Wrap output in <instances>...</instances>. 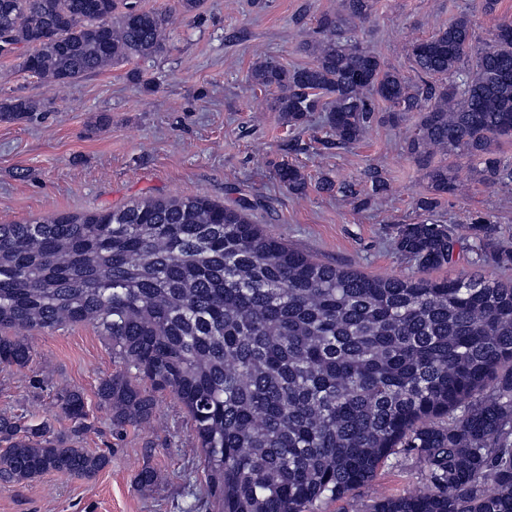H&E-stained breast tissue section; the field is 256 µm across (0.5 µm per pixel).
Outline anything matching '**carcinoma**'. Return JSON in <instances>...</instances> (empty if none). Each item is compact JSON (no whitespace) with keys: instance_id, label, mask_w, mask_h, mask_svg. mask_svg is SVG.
Listing matches in <instances>:
<instances>
[{"instance_id":"1","label":"carcinoma","mask_w":512,"mask_h":512,"mask_svg":"<svg viewBox=\"0 0 512 512\" xmlns=\"http://www.w3.org/2000/svg\"><path fill=\"white\" fill-rule=\"evenodd\" d=\"M371 14L370 0L318 21L309 66L264 59L250 78L275 88L274 110L291 128L324 113L326 145L358 143L378 119L418 112L407 152L424 170L427 218L397 224L392 246L424 269L453 260L457 231L431 219L458 192L437 153L475 161L476 180L512 186V22L474 45L469 17L411 44L421 80L386 68L340 33ZM170 15L138 0H0V59L66 87L114 63L161 52ZM474 57L472 67L465 66ZM388 104L376 115L377 101ZM28 97L0 99V121L32 118ZM301 195L300 168L277 171ZM359 207L387 191L372 175ZM248 202L146 198L119 210L0 224V328L53 331L89 322L112 342L124 370L97 396L112 433L156 420V393L185 408L200 442L207 491L188 512H317L368 483L400 448L422 463L423 481L380 497L367 512H512V285L461 273L439 280L372 278L318 262L252 223ZM478 260L512 264L490 215L468 224ZM31 351L0 336V365L23 369ZM57 406L72 422L55 432L0 416V481L52 472L92 479L111 451L81 445L83 394Z\"/></svg>"}]
</instances>
